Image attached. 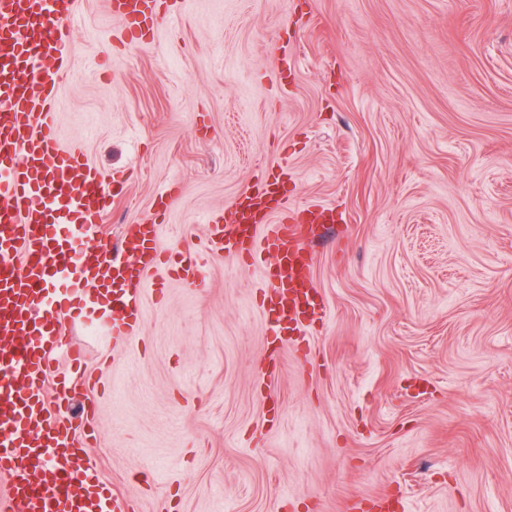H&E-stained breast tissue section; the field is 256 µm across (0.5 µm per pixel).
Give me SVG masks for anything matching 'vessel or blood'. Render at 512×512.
<instances>
[{
    "label": "vessel or blood",
    "instance_id": "obj_1",
    "mask_svg": "<svg viewBox=\"0 0 512 512\" xmlns=\"http://www.w3.org/2000/svg\"><path fill=\"white\" fill-rule=\"evenodd\" d=\"M163 0H110L126 39L143 42L164 21ZM74 0H0V512H131L98 488L90 438H77L86 414H71L77 381L52 374L49 357L69 329L60 315L93 319L107 301L108 334L133 335L145 276L168 265L196 282L194 256L162 255L156 224L131 226L120 243L98 235L112 209V185L81 152L56 136L57 74L67 55ZM277 188L257 184L233 201L235 220L207 219L210 254L271 253L278 271L261 308L282 331L303 332V318L326 305L305 267L292 263L316 236L272 221Z\"/></svg>",
    "mask_w": 512,
    "mask_h": 512
}]
</instances>
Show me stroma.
Returning a JSON list of instances; mask_svg holds the SVG:
<instances>
[{
    "label": "stroma",
    "instance_id": "1",
    "mask_svg": "<svg viewBox=\"0 0 512 512\" xmlns=\"http://www.w3.org/2000/svg\"><path fill=\"white\" fill-rule=\"evenodd\" d=\"M76 15L57 134L123 184L100 232L159 222L204 276L150 272L134 340L72 338L104 482L135 512H512V0H179L124 44L107 0ZM258 181L335 227L289 343L265 269L199 251Z\"/></svg>",
    "mask_w": 512,
    "mask_h": 512
}]
</instances>
